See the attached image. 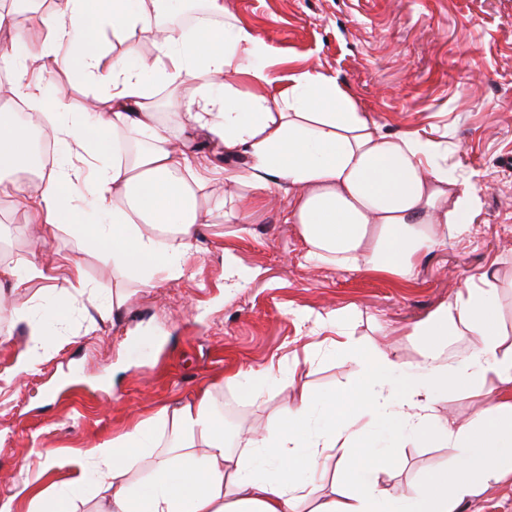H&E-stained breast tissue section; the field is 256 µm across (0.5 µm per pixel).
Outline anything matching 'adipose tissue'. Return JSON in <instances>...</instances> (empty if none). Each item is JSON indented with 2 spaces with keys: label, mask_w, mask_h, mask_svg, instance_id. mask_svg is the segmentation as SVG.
Returning a JSON list of instances; mask_svg holds the SVG:
<instances>
[{
  "label": "adipose tissue",
  "mask_w": 512,
  "mask_h": 512,
  "mask_svg": "<svg viewBox=\"0 0 512 512\" xmlns=\"http://www.w3.org/2000/svg\"><path fill=\"white\" fill-rule=\"evenodd\" d=\"M24 2L0 10V32L13 34L0 62L12 70L14 95L41 111L43 92L28 78L36 61L46 70L63 65L90 83L107 80L109 90L103 107L75 115L60 91L47 128L18 122L13 108L1 105L0 194L14 198L42 240L68 230L142 286L183 276L205 231L198 193L208 180L176 148L180 131L245 157L244 171L224 175L225 183L248 188L240 206H263L287 192L285 220L298 226L306 261L341 270L412 279L424 255L467 233L481 205L470 180L449 177L439 146L383 132L335 77L306 72L273 86L268 44L226 12L223 0H208L210 14L224 19L220 26L164 23L171 0H56L50 14L34 20L33 30L44 33L39 40L16 25ZM107 27L125 41L155 44L159 56L118 54L101 74ZM61 43L71 47L62 60L55 54ZM191 82L196 91L180 96ZM159 86L176 93L177 131L161 120ZM37 134L65 145L68 156L95 161L97 223L79 221L78 189L64 171L18 179ZM498 290V278L485 273L480 286L441 304L421 324L426 344L409 365L391 350L362 353L336 340L358 369V385L319 400L289 377L293 400L264 430L228 436L205 388L94 446L50 507L39 506L38 481L25 482L20 493L33 512H72L76 499L91 502L92 512H299L309 494L306 475L324 473L335 461L344 480L313 512H456L484 488L512 480V346L504 344ZM100 292L74 265L67 291L55 292L41 325L31 328L21 370L39 360L43 323L65 319L76 297ZM453 334L471 337L472 346L448 364L438 353ZM490 378L498 383L495 393L469 419L437 415L438 394L480 388ZM383 434L447 449L449 463L388 500L354 456Z\"/></svg>",
  "instance_id": "ef3b65f1"
}]
</instances>
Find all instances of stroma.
<instances>
[{
	"mask_svg": "<svg viewBox=\"0 0 512 512\" xmlns=\"http://www.w3.org/2000/svg\"><path fill=\"white\" fill-rule=\"evenodd\" d=\"M224 2L270 46L274 76L331 74L384 132L447 145L449 164L471 176L481 197L472 231L425 255L413 279L395 281L307 262L296 225L284 220L287 198L242 210L237 222L212 209L181 279L152 288L125 280L121 320L92 334L85 326L96 311L79 308L44 342L36 370L17 374L27 329L0 319V512H29L17 490L40 454L55 460L42 488L60 489L94 444L206 384L216 411L232 408L246 426L272 422L290 389L267 384L242 394L232 379L238 369L273 363L282 374L299 372L316 397L355 386L356 366L323 345L328 331L316 315L336 313L356 350L389 341L412 362L425 346L417 325L469 276L489 271L512 329V0ZM29 77L66 86L75 112L108 88L58 68L35 66ZM25 222L0 197V262L65 256L91 282L116 279L110 261L68 232L36 244ZM446 458L444 449L407 442L377 482L399 495Z\"/></svg>",
	"mask_w": 512,
	"mask_h": 512,
	"instance_id": "obj_1",
	"label": "stroma"
}]
</instances>
